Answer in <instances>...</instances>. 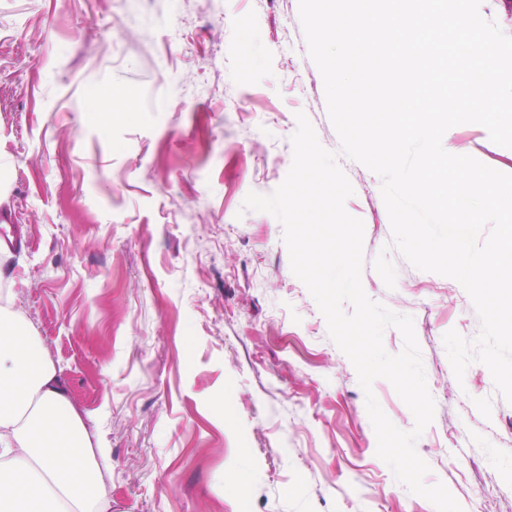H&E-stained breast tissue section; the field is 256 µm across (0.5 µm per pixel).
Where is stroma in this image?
Returning <instances> with one entry per match:
<instances>
[{"label": "stroma", "instance_id": "stroma-1", "mask_svg": "<svg viewBox=\"0 0 512 512\" xmlns=\"http://www.w3.org/2000/svg\"><path fill=\"white\" fill-rule=\"evenodd\" d=\"M304 112L338 151L299 0H0V161L30 248L0 253L22 312L110 448L112 512H435L376 455L365 394L292 273L283 227L243 211L293 159ZM446 151L512 174L475 123ZM362 284L412 316L435 400L426 484L512 512V404L489 369L456 379L442 338L480 320L454 279L399 252L381 180L348 158Z\"/></svg>", "mask_w": 512, "mask_h": 512}]
</instances>
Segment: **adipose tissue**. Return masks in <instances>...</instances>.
<instances>
[{
    "label": "adipose tissue",
    "instance_id": "ef3b65f1",
    "mask_svg": "<svg viewBox=\"0 0 512 512\" xmlns=\"http://www.w3.org/2000/svg\"><path fill=\"white\" fill-rule=\"evenodd\" d=\"M109 449L72 403L40 336L0 308V512H111Z\"/></svg>",
    "mask_w": 512,
    "mask_h": 512
}]
</instances>
